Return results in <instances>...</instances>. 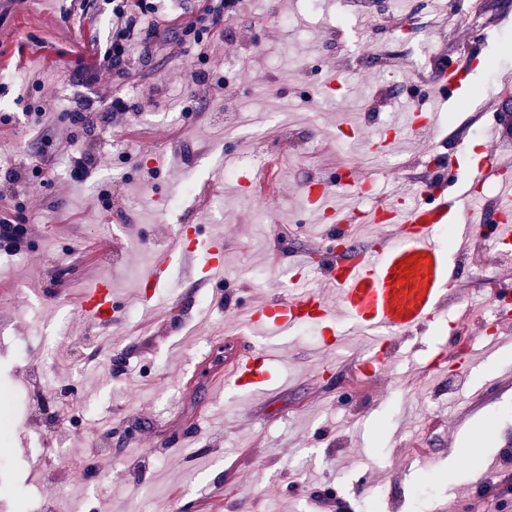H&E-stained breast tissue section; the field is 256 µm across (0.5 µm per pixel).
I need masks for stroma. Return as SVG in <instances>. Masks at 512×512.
Masks as SVG:
<instances>
[{"label":"stroma","instance_id":"obj_1","mask_svg":"<svg viewBox=\"0 0 512 512\" xmlns=\"http://www.w3.org/2000/svg\"><path fill=\"white\" fill-rule=\"evenodd\" d=\"M501 2L437 0L432 21L407 40L401 18L426 12L427 0H239L236 16L219 29L201 17L203 0H164L171 25L198 17L195 38L89 86L78 74L110 44L112 0H0V177L18 166L32 170L28 217L38 226L30 251L0 250V317L8 324L0 388L13 389L16 411L14 425L0 427V440L15 450L11 492L23 493L33 512L52 500L60 512H308L314 494L335 496L352 512H387L389 498L410 497L429 473V512H466V495L504 502L512 512V463L504 461L512 452V345L489 355L476 334L467 351L457 345L458 316L483 277L512 286L502 267L512 254L489 258L450 289L410 365L393 356L386 369L363 374V344L352 339L346 349L326 351L316 327L223 334L249 298L289 297L295 274L308 288L324 279L338 224L290 220L309 181L330 186L353 176L370 186L357 201L369 209L421 172L439 191L474 190L471 173L451 163L471 148L481 159L512 163V135L499 130L487 139L468 130L477 111L485 124L500 122L486 107L501 92L500 75L512 73V27L498 25L512 6ZM203 41L213 44L206 60ZM228 58L245 60L246 69L226 75ZM211 63L212 85L186 80V70ZM447 65L468 74L448 101L429 79ZM332 68L341 78L327 96L321 75ZM36 79L44 84L39 94L31 89ZM253 87L265 91L250 114L261 144L246 134L225 142L226 124L240 123L238 105ZM42 96L52 106L46 125L29 126L25 109ZM116 99L128 112L111 128L104 115ZM88 100L94 136L78 129L71 142L40 144L42 132H65L70 113ZM405 106L434 113L437 132L406 141L387 161H369L365 142L387 131ZM288 130L314 139L316 149L293 152ZM91 142L92 174L71 182L68 157ZM128 152L138 163L125 162ZM283 153L290 170L265 192L266 222L258 220L257 172H248L244 187L232 177L212 183L214 168ZM191 182L211 190L212 205L186 194ZM186 225L198 236L224 238V280L206 284L209 307L189 291L196 275L181 262L151 304L141 303L157 251ZM105 276L116 294L113 319L68 332L79 294ZM126 306L134 311L129 321ZM87 334L108 337L113 354L137 364V385L110 376L109 358L75 363ZM217 336L229 358L265 351L270 379L249 394L230 385L210 394L197 377L199 345ZM23 350L43 352L46 395L59 382L78 388L69 398L73 422L44 438L28 426ZM473 354L481 365L451 386L449 362ZM107 419L135 439L110 458L91 456ZM57 461L72 469L61 486L42 478Z\"/></svg>","mask_w":512,"mask_h":512}]
</instances>
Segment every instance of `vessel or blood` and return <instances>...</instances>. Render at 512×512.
I'll return each instance as SVG.
<instances>
[{"mask_svg":"<svg viewBox=\"0 0 512 512\" xmlns=\"http://www.w3.org/2000/svg\"><path fill=\"white\" fill-rule=\"evenodd\" d=\"M431 81L441 94L462 90L467 82L456 69L436 70ZM432 120L416 121L404 112L389 134L385 144L398 145L416 132H431ZM484 211L479 200L469 194L452 193L433 196L428 186L408 189L402 197L387 202L382 210L362 213L363 223L388 221L401 225L402 239L384 238L380 245L362 250L353 256L337 255L326 277L330 292L302 289L293 296L250 303L241 314L252 329L268 334L285 332L299 325H320L327 328L328 349H336L348 338H358L367 347L362 361L364 372L382 368L383 352L389 336L408 335L424 329L437 319L446 302L448 287L455 278L446 261L439 232L447 225H462L472 232ZM202 256L196 271L204 279L218 282L224 278V239L210 236L188 241L185 235L172 238L150 267L145 285L157 287L168 280L175 260ZM416 257L415 268L403 271L400 263ZM112 283L99 280L86 290L78 303V313L85 323L94 325L112 314ZM345 326H338V319ZM267 362L263 352L251 351L242 356L229 376L232 386L249 392L267 378Z\"/></svg>","mask_w":512,"mask_h":512,"instance_id":"vessel-or-blood-1","label":"vessel or blood"}]
</instances>
